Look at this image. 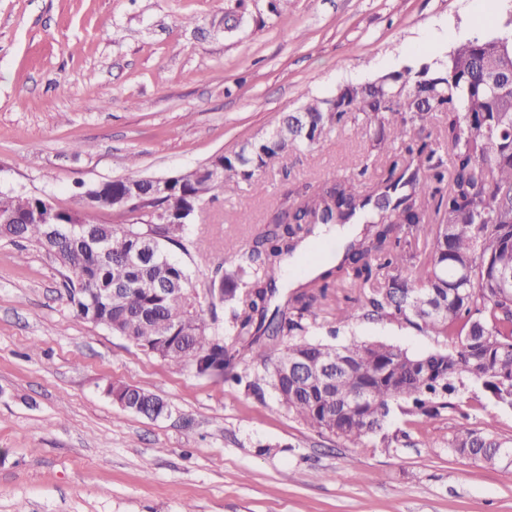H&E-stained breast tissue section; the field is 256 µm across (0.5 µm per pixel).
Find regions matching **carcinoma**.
Instances as JSON below:
<instances>
[{
	"label": "carcinoma",
	"instance_id": "carcinoma-1",
	"mask_svg": "<svg viewBox=\"0 0 512 512\" xmlns=\"http://www.w3.org/2000/svg\"><path fill=\"white\" fill-rule=\"evenodd\" d=\"M433 112L444 114L449 168L428 141L407 140L425 129ZM352 125L367 134L379 128L372 149L389 160L386 178L368 190L351 176L325 180L296 191L295 208L285 199L273 209L264 231L236 249L231 265L211 280L210 295L230 312L227 328L202 317L182 265L168 258L126 264L148 228H157L160 244L182 245L187 225L180 212L245 187L263 192L262 174L281 159ZM276 127L277 135L246 143L248 157L239 150L224 156V176L200 172L147 196L141 206L151 217L147 224H95L89 235H74L78 212L1 193L3 217L49 216L45 223L7 225V238L33 243L55 258L78 317L200 376L242 385L259 399L269 387L289 415L350 448L368 447L393 407L407 416L434 417L454 407L443 398L467 383L512 406V31L463 41L418 69L309 100L301 111L282 114ZM397 142L405 154L396 152ZM125 178L113 188L86 187L82 200L108 209L112 193L143 187L140 173ZM323 224L363 228L345 243L342 259L318 265L282 293L283 262ZM405 227L427 238L424 259L401 246ZM381 270L386 277L377 284ZM341 284L356 296L337 309L338 323H396L434 337L440 348L417 356L382 341L310 339L317 311ZM120 285L127 292L119 308L88 303ZM282 342L284 349L270 359L269 351ZM243 353L256 362L244 376L235 372ZM291 362L304 370L298 379L283 374ZM358 392L369 401L343 406ZM107 393L128 399V410L147 417L168 410L159 397L123 382L109 383ZM501 448L512 451V439L501 438L492 424L476 429L461 423L448 436V453L488 467L505 462Z\"/></svg>",
	"mask_w": 512,
	"mask_h": 512
}]
</instances>
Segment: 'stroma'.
<instances>
[{
  "label": "stroma",
  "mask_w": 512,
  "mask_h": 512,
  "mask_svg": "<svg viewBox=\"0 0 512 512\" xmlns=\"http://www.w3.org/2000/svg\"><path fill=\"white\" fill-rule=\"evenodd\" d=\"M0 0V192L81 205L86 185L137 170L168 177L240 148L280 113L350 83L425 63L457 42L498 34L512 0ZM83 151H76V144ZM384 158L356 127L267 171L264 194L205 200L183 247L204 319H228L207 293L269 210L304 183L383 179ZM207 242L197 250V239ZM61 269L25 242L0 238V512H512V466L450 455L461 420L392 413L390 447L348 448L256 399L196 375L76 316ZM386 340L413 354L433 337L383 322L340 339ZM163 398L167 416L121 408L108 381Z\"/></svg>",
  "instance_id": "obj_1"
}]
</instances>
